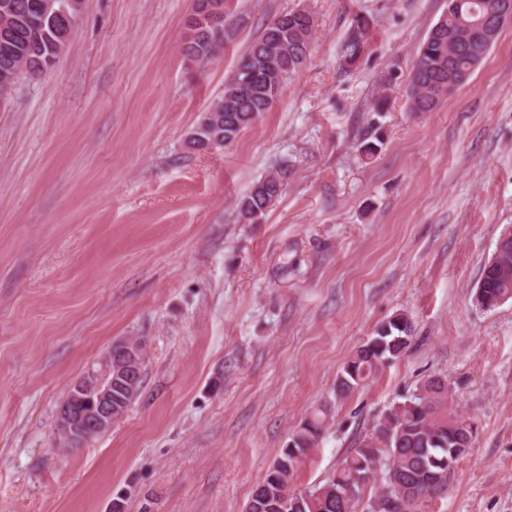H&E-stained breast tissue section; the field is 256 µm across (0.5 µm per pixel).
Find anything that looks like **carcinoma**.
<instances>
[{"instance_id": "obj_1", "label": "carcinoma", "mask_w": 512, "mask_h": 512, "mask_svg": "<svg viewBox=\"0 0 512 512\" xmlns=\"http://www.w3.org/2000/svg\"><path fill=\"white\" fill-rule=\"evenodd\" d=\"M0 0V82L14 86L25 75L44 72L57 63L66 45L67 21L77 20L81 0ZM498 0H448V10L429 29L418 47L407 86L410 110L431 112L459 85L471 77L494 44L479 20L493 12ZM316 20L306 9L273 17L262 33L246 47L224 97L208 111L213 122L201 133L218 147L232 144L263 113L278 102L282 91L311 53ZM369 22L355 17L346 41L343 67L361 59L368 41ZM183 56L205 67L224 53V44L200 28L180 45ZM288 167L281 165L260 178L250 192L235 201L237 219L255 223L282 193ZM495 252L499 259L483 271L484 288L475 303L494 308L491 297L512 298V236L503 231ZM413 338V325L398 315L380 325L344 364L336 381V394L344 398L361 387L372 372L399 358ZM324 418L302 422L280 449L264 476L256 483L245 512H344L338 495L350 493L349 512H385L388 495L402 502V512H419L430 492L429 478L449 480L458 461L471 447L472 425L448 409V383L430 376L401 403L391 407L368 438L348 451L325 484L297 492L291 481L300 459L315 447ZM374 489L365 497L367 488Z\"/></svg>"}]
</instances>
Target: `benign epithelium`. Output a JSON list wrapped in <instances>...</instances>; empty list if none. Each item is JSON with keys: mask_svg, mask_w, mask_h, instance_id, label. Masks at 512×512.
<instances>
[{"mask_svg": "<svg viewBox=\"0 0 512 512\" xmlns=\"http://www.w3.org/2000/svg\"><path fill=\"white\" fill-rule=\"evenodd\" d=\"M216 39L224 37V11L206 8L197 17ZM512 20V0H499L495 12L485 20L486 28L500 29ZM147 351L115 343L103 355L99 367L89 370L71 387L69 397L56 410L57 437L78 448L108 432L119 419L112 409V381L135 388Z\"/></svg>", "mask_w": 512, "mask_h": 512, "instance_id": "obj_1", "label": "benign epithelium"}]
</instances>
